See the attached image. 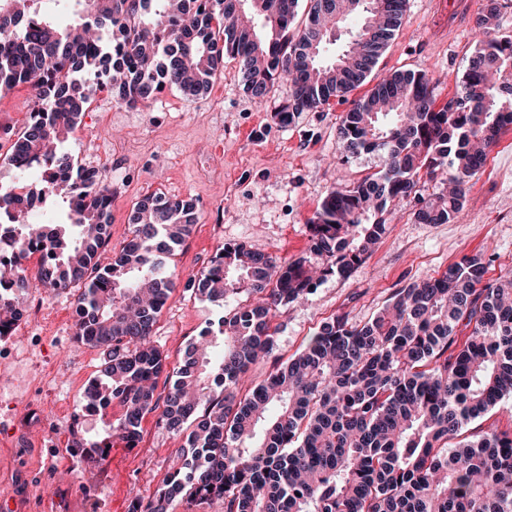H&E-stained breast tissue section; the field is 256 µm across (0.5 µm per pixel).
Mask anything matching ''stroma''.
<instances>
[{
  "mask_svg": "<svg viewBox=\"0 0 512 512\" xmlns=\"http://www.w3.org/2000/svg\"><path fill=\"white\" fill-rule=\"evenodd\" d=\"M468 2V12L447 23L434 0H408L401 31L377 73L423 71L435 80L439 103L456 97L475 50V22L489 5ZM28 99L24 87L0 93V186L21 179L36 192L39 172L21 178L7 163L28 123ZM287 101L284 82L266 102L254 100L232 59L196 97L166 89L150 105L129 109L97 91L66 148L81 165L99 167L112 189L109 250L119 252L130 238L135 204L160 190L193 202L198 216L170 260L181 276L207 266L225 242L245 244L280 264L308 256L309 225L322 200L380 170L383 161L375 154H340L337 126L350 101L333 100L284 125L276 111ZM418 207L412 201L390 216L386 235L349 277L328 276L288 304L274 320L277 347L254 368L255 380L300 352L334 315L365 323L397 289L438 275L462 257L484 253L490 280L512 273V127L471 181L454 220L419 223ZM76 294L73 288L31 293L39 311L37 346H28L22 327L0 336V501L18 492L23 469L31 477V512H129L135 495H150L161 484L185 438L158 427L150 414L137 446L113 438L103 466L89 468L69 450L73 428L95 423L81 406L101 359L98 349L74 341ZM223 312V305L176 286L154 335L168 367L180 366L188 345Z\"/></svg>",
  "mask_w": 512,
  "mask_h": 512,
  "instance_id": "stroma-1",
  "label": "stroma"
}]
</instances>
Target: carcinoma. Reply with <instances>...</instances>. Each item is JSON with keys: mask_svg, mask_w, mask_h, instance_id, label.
Instances as JSON below:
<instances>
[{"mask_svg": "<svg viewBox=\"0 0 512 512\" xmlns=\"http://www.w3.org/2000/svg\"><path fill=\"white\" fill-rule=\"evenodd\" d=\"M36 0H0V89H30L32 117L8 157L18 170L44 165L41 193L67 210V224H34L22 186L0 188V253L40 244L55 262L33 275L0 267V336L21 318L37 287L82 284L76 339L102 349L101 375L83 399L117 402L98 430L71 447L96 466L112 436L134 448L141 422L189 429L178 464L129 512H172L216 503L221 512H512V433L466 440L471 420L512 395V275L483 282L485 263L467 257L439 276L399 288L368 322L339 314L288 364L242 391L253 365L273 353L274 318L329 274L348 276L387 232L388 209L422 199L425 224H447L499 135L512 125V34L499 32L498 7L476 20L486 39L466 69L461 95L436 108L424 73L374 70L399 32L407 0H311L309 22L292 30L299 0H71L63 24ZM355 21L331 57L336 15ZM243 67L262 101L288 83L279 120L314 111L375 84L340 117L345 151L376 153L383 170L331 192L309 226L310 257L276 265L226 242L186 289L235 302L191 344L186 363L166 372L154 327L178 275L170 257L189 236L190 204L155 192L136 203L131 238L112 262V191L79 165L65 143L92 92L107 76L112 98L135 107L165 88L186 97L208 90L224 59ZM470 329L457 344V328ZM165 377V395L157 394Z\"/></svg>", "mask_w": 512, "mask_h": 512, "instance_id": "cac0c4a2", "label": "carcinoma"}]
</instances>
